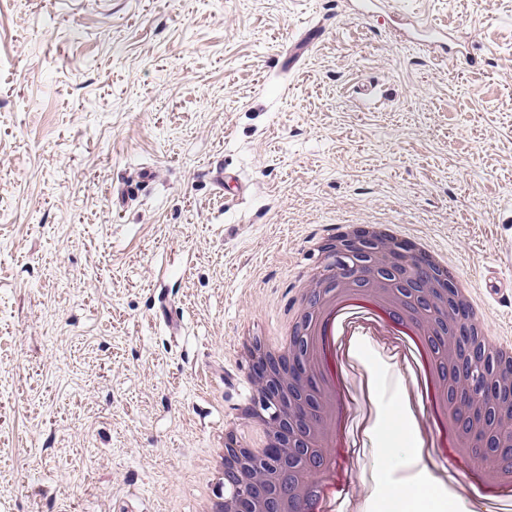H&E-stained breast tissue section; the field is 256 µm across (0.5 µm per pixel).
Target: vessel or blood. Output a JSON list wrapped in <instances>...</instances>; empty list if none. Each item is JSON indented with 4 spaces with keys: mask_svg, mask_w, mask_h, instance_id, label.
Masks as SVG:
<instances>
[{
    "mask_svg": "<svg viewBox=\"0 0 512 512\" xmlns=\"http://www.w3.org/2000/svg\"><path fill=\"white\" fill-rule=\"evenodd\" d=\"M352 9L360 17L391 18L407 44L430 49L447 41L445 29L433 25L421 13L405 8L401 0H352Z\"/></svg>",
    "mask_w": 512,
    "mask_h": 512,
    "instance_id": "obj_1",
    "label": "vessel or blood"
}]
</instances>
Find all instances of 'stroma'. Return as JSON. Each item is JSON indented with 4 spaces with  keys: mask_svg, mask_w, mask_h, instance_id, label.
<instances>
[{
    "mask_svg": "<svg viewBox=\"0 0 512 512\" xmlns=\"http://www.w3.org/2000/svg\"><path fill=\"white\" fill-rule=\"evenodd\" d=\"M408 6L464 52L345 0H0V512H200L232 340L343 219L427 237L512 339V0ZM353 362L399 411L390 351Z\"/></svg>",
    "mask_w": 512,
    "mask_h": 512,
    "instance_id": "stroma-1",
    "label": "stroma"
}]
</instances>
